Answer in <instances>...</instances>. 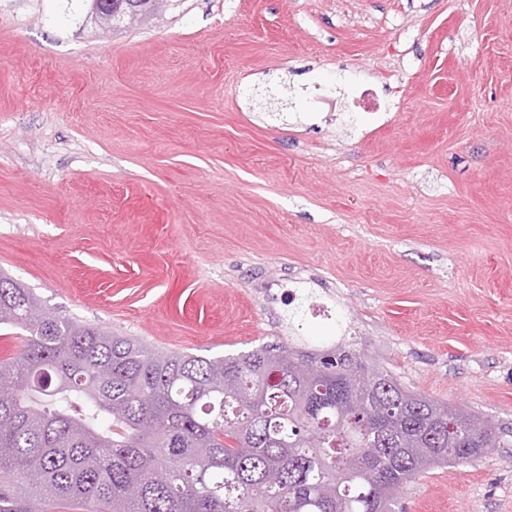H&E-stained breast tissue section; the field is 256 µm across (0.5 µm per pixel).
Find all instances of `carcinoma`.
I'll list each match as a JSON object with an SVG mask.
<instances>
[{"label":"carcinoma","mask_w":512,"mask_h":512,"mask_svg":"<svg viewBox=\"0 0 512 512\" xmlns=\"http://www.w3.org/2000/svg\"><path fill=\"white\" fill-rule=\"evenodd\" d=\"M0 469L92 512H394L426 470L500 447L348 344L162 351L82 325L0 276Z\"/></svg>","instance_id":"cac0c4a2"}]
</instances>
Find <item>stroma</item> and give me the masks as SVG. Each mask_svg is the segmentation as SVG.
<instances>
[{"label": "stroma", "mask_w": 512, "mask_h": 512, "mask_svg": "<svg viewBox=\"0 0 512 512\" xmlns=\"http://www.w3.org/2000/svg\"><path fill=\"white\" fill-rule=\"evenodd\" d=\"M88 7L0 0V272L161 350L355 344L504 439L396 512H512V0Z\"/></svg>", "instance_id": "1"}]
</instances>
